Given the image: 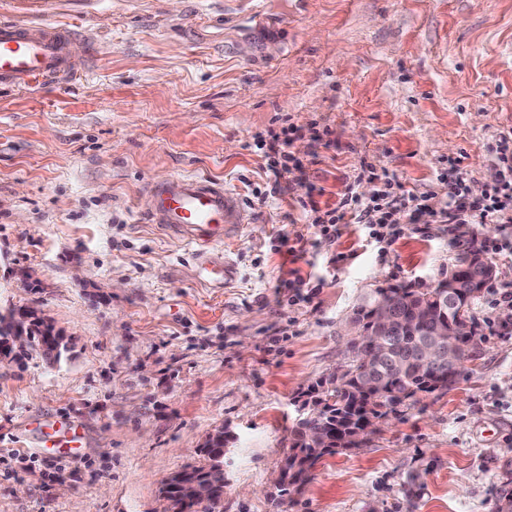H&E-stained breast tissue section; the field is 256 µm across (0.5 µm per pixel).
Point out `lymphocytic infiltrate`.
<instances>
[{"label": "lymphocytic infiltrate", "mask_w": 512, "mask_h": 512, "mask_svg": "<svg viewBox=\"0 0 512 512\" xmlns=\"http://www.w3.org/2000/svg\"><path fill=\"white\" fill-rule=\"evenodd\" d=\"M310 137L313 142H322L323 136L317 130L303 132L297 126H288L281 131H268L259 146L264 152L271 174L281 176L293 161L292 147L295 141ZM494 152L501 166V178L491 193L481 197L470 196L466 179L462 173L449 175L448 203L446 209L431 212L415 195L404 189H389L371 199H363L355 186H347L337 207L324 211L314 218L317 226L339 224L368 225L373 237H380L381 227L399 223L402 217H409L412 223H419L424 217L436 216L442 224H483L512 225V139L504 137L494 146Z\"/></svg>", "instance_id": "lymphocytic-infiltrate-1"}]
</instances>
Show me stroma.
I'll return each mask as SVG.
<instances>
[{
  "mask_svg": "<svg viewBox=\"0 0 512 512\" xmlns=\"http://www.w3.org/2000/svg\"><path fill=\"white\" fill-rule=\"evenodd\" d=\"M71 34L78 75L0 88V310L31 307L64 359L0 361V512H163L166 480L206 462L215 428L223 512H495L512 490V335L491 332L455 384L418 394L357 448L321 458L281 498L302 395L353 354L347 321L379 287L447 278L494 224L331 236L302 208L337 205L387 171L432 208L461 169L498 177L512 136V0H0V19ZM317 124L273 178L274 120ZM216 180L248 215L203 283L193 247L149 224L145 188ZM313 284L310 300L288 283Z\"/></svg>",
  "mask_w": 512,
  "mask_h": 512,
  "instance_id": "stroma-1",
  "label": "stroma"
}]
</instances>
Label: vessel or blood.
<instances>
[{"mask_svg": "<svg viewBox=\"0 0 512 512\" xmlns=\"http://www.w3.org/2000/svg\"><path fill=\"white\" fill-rule=\"evenodd\" d=\"M68 31L53 26L0 22V87H33L73 75L79 66L69 52ZM150 223L195 246L204 257L202 278L227 281L230 268L208 259L211 248L247 221L238 199L222 184L197 176L151 182L146 190Z\"/></svg>", "mask_w": 512, "mask_h": 512, "instance_id": "vessel-or-blood-1", "label": "vessel or blood"}]
</instances>
